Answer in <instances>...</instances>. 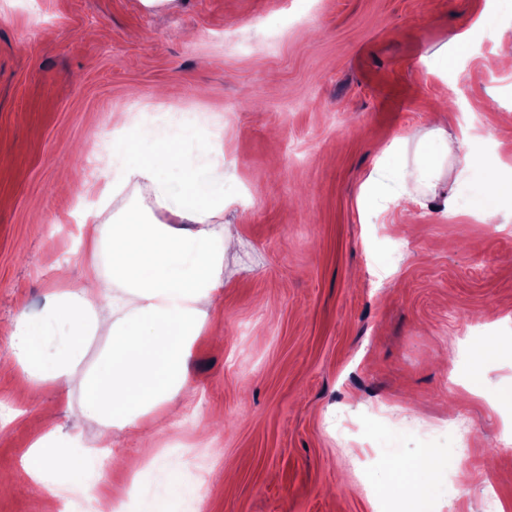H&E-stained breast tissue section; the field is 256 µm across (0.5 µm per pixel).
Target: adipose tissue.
<instances>
[{
  "label": "adipose tissue",
  "instance_id": "1",
  "mask_svg": "<svg viewBox=\"0 0 512 512\" xmlns=\"http://www.w3.org/2000/svg\"><path fill=\"white\" fill-rule=\"evenodd\" d=\"M165 123L171 134L155 137L131 113H113L112 154L119 163L111 182L100 189L98 208L82 218L87 269L75 282L59 271V287L42 310H20L9 323L11 354L0 362V371L24 375L33 393L50 388L63 399L77 398L80 417L98 427L83 445L88 455L111 447L113 430L137 437L179 418L182 396L192 393V350L207 335L212 311L224 303V254L235 245L220 222L224 179L186 168L188 116L170 112ZM473 131L469 123L452 134L434 128L418 136L413 164L388 170L387 157L408 143L404 137L392 140L377 156L369 185L382 190L394 183L396 201L427 207V197L408 196V185L434 189L447 161L467 174L474 163L466 149ZM431 140L440 143L438 155L424 150ZM169 171L178 173L177 183L166 179ZM146 192L151 202H144ZM121 196L124 206L112 210ZM161 211L167 220L158 219ZM99 336L105 344L94 361H87L89 345ZM72 440L62 426L45 427L21 460L23 476L43 488L40 512H58L65 493L54 480L59 472L69 473L95 512H119L138 478L110 483L87 473ZM429 466L425 458L391 460L384 485L406 488L413 501H424Z\"/></svg>",
  "mask_w": 512,
  "mask_h": 512
}]
</instances>
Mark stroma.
Here are the masks:
<instances>
[{
	"mask_svg": "<svg viewBox=\"0 0 512 512\" xmlns=\"http://www.w3.org/2000/svg\"><path fill=\"white\" fill-rule=\"evenodd\" d=\"M486 0H0V358L2 323L41 309L57 266L80 279L71 202L111 178L85 160L113 113L153 101L224 126V306L196 343V398L175 423L138 440L113 432L110 480L164 449L127 512L173 499L175 512H512V363L476 345L512 344V223L490 196L500 159L478 140L457 189L455 222L379 210L362 195L375 152L425 133L438 104L449 126L512 128V74L487 68L484 29L448 75L425 59L484 15ZM45 413L17 374L0 376V474L17 472L45 423L80 439L53 390ZM469 424L459 452L439 426ZM427 457L430 494L415 504L373 490L392 458ZM232 473V487L205 481ZM183 492L173 495L170 474ZM470 475L460 495L461 475ZM203 494H196L198 481Z\"/></svg>",
	"mask_w": 512,
	"mask_h": 512,
	"instance_id": "obj_1",
	"label": "stroma"
}]
</instances>
